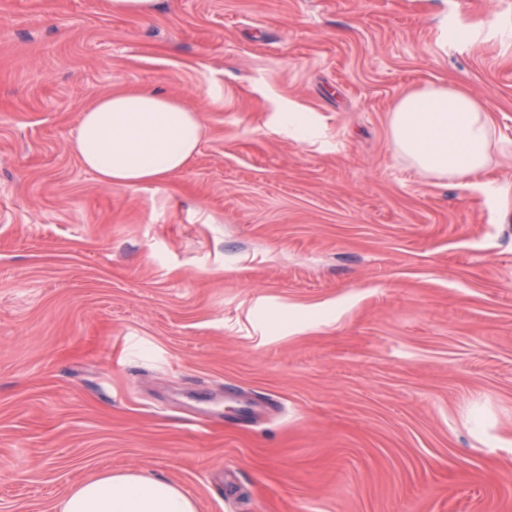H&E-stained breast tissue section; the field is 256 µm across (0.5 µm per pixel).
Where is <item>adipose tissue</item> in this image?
<instances>
[{
	"instance_id": "1",
	"label": "adipose tissue",
	"mask_w": 512,
	"mask_h": 512,
	"mask_svg": "<svg viewBox=\"0 0 512 512\" xmlns=\"http://www.w3.org/2000/svg\"><path fill=\"white\" fill-rule=\"evenodd\" d=\"M200 115L153 91L109 94L83 112L72 146L105 185H161L194 156ZM496 129L486 105L467 86L408 90L390 114L395 154L426 176L465 181L491 158ZM59 512H196L178 486L143 473H102L72 488Z\"/></svg>"
}]
</instances>
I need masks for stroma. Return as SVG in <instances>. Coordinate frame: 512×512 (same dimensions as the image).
Instances as JSON below:
<instances>
[{
	"instance_id": "obj_1",
	"label": "stroma",
	"mask_w": 512,
	"mask_h": 512,
	"mask_svg": "<svg viewBox=\"0 0 512 512\" xmlns=\"http://www.w3.org/2000/svg\"><path fill=\"white\" fill-rule=\"evenodd\" d=\"M459 82L504 150L423 176L391 108ZM139 88L198 150L104 185L81 114ZM509 180L512 0H0V512L110 470L196 512H512ZM107 3L114 14L148 16L155 7V0H108ZM278 126L282 130H291L303 139L309 138L313 133V127L305 112L285 110L278 115Z\"/></svg>"
}]
</instances>
